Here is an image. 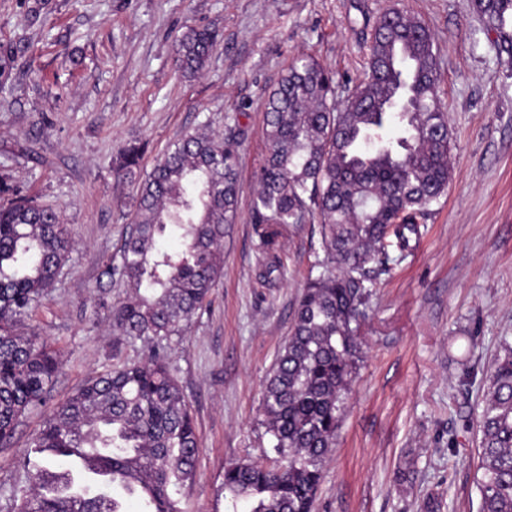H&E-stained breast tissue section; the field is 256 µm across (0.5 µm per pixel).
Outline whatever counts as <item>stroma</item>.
<instances>
[{
  "mask_svg": "<svg viewBox=\"0 0 512 512\" xmlns=\"http://www.w3.org/2000/svg\"><path fill=\"white\" fill-rule=\"evenodd\" d=\"M397 7L435 38L440 96L453 136L452 177L419 238L390 248L369 288L363 357L346 395L313 512H478L479 435L471 423L487 368L512 340V69L471 0H0V174L63 215L73 248L22 333L60 355L45 408L0 448V512L31 487L25 451L49 409L148 342L116 335L101 287L135 212L136 189L185 132L236 135L238 213L223 275L168 353L200 442L183 512H225L224 470L274 457L265 379L321 254L319 227L289 228L280 268L266 273L251 222L266 154V100L288 66L316 57L345 96L367 61L375 20ZM220 41L205 70L181 77L174 46L186 27ZM141 146L134 177L116 158Z\"/></svg>",
  "mask_w": 512,
  "mask_h": 512,
  "instance_id": "stroma-1",
  "label": "stroma"
}]
</instances>
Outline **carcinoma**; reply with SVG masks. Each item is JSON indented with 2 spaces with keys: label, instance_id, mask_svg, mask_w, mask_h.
I'll return each instance as SVG.
<instances>
[{
  "label": "carcinoma",
  "instance_id": "cac0c4a2",
  "mask_svg": "<svg viewBox=\"0 0 512 512\" xmlns=\"http://www.w3.org/2000/svg\"><path fill=\"white\" fill-rule=\"evenodd\" d=\"M472 10L511 66L512 0H472ZM374 29L364 77L345 99H336L333 73L311 55L297 58L267 99L268 155L251 207L266 274L280 266L277 238L296 224L319 221L324 259L298 298L263 391L275 458L224 470L228 512H312L362 352L367 284L388 261L389 239L407 248L448 189L452 134L432 35L397 9ZM217 40L214 31L186 28L175 45L181 71L200 74ZM140 159L127 147L119 169L130 175ZM239 193L232 145L200 131L182 135L138 186L120 262L102 275L128 288L112 307L114 331L157 349L88 378L53 409L33 440L32 488L14 512H130L129 502L136 512H181L199 439L161 343L182 335L209 302ZM165 235L180 247L159 250ZM71 248L60 211L0 175V445L45 403L59 371L51 344L17 326L50 294ZM476 427L480 512H512V342L491 362ZM74 448L95 449L92 469L111 480L78 477Z\"/></svg>",
  "mask_w": 512,
  "mask_h": 512
}]
</instances>
